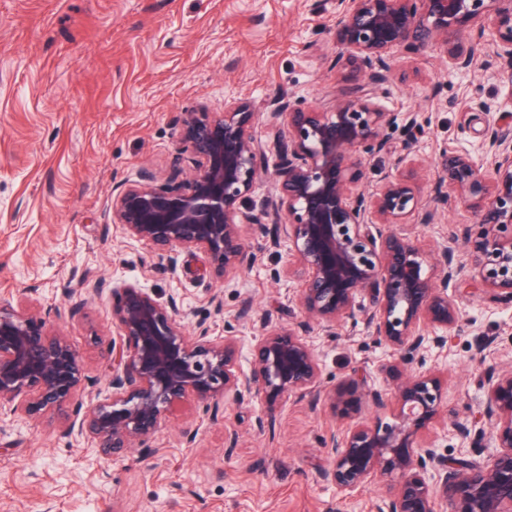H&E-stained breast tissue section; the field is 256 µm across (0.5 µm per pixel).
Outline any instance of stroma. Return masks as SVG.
I'll list each match as a JSON object with an SVG mask.
<instances>
[{
  "mask_svg": "<svg viewBox=\"0 0 512 512\" xmlns=\"http://www.w3.org/2000/svg\"><path fill=\"white\" fill-rule=\"evenodd\" d=\"M335 0H0V300L39 308L50 330L67 336L95 386L83 402L109 394L114 295L62 285L89 270L113 287L134 284L175 297L187 329L207 320L213 335L238 336L249 349L263 331L305 326L316 349L322 388L354 379L393 392L408 373L435 374L443 384L442 419L424 445L454 458L469 444L457 423L477 418L490 371L512 369V300L467 282L453 299L460 322L444 345L426 343L413 368L373 336L362 315L331 331L305 325L300 273H288L287 246L269 248L264 225L244 224L246 245L261 262L231 282L217 279L206 256L179 250L176 263L112 222V191L137 181L141 168L166 180L184 150L182 112L223 111L247 104L258 135L271 118L268 101L288 95L293 107L320 109L344 86L336 67ZM476 65L454 68L445 46L414 44L394 52L374 100L414 127L397 125L390 147L362 152L359 190L374 193L399 158L415 167L416 194L429 223L417 216L399 229L437 249L452 224L475 221L456 198L435 200L443 150L485 156L484 133L512 120V69L491 56L493 29L472 24ZM220 306H213L212 298ZM251 301L252 321L239 317ZM347 415L326 401L285 394L219 403L217 417L195 397L177 403L161 428L124 457L96 453L80 432L65 433L47 413L0 418V512H376L382 484L345 493L325 474L335 449L325 440L359 424L393 418L395 400L375 409L353 393ZM271 417L272 427L256 421ZM237 433L229 443L226 428Z\"/></svg>",
  "mask_w": 512,
  "mask_h": 512,
  "instance_id": "1",
  "label": "stroma"
}]
</instances>
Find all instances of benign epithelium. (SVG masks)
Instances as JSON below:
<instances>
[{
    "label": "benign epithelium",
    "mask_w": 512,
    "mask_h": 512,
    "mask_svg": "<svg viewBox=\"0 0 512 512\" xmlns=\"http://www.w3.org/2000/svg\"><path fill=\"white\" fill-rule=\"evenodd\" d=\"M336 14V65L348 69L344 97L326 111L274 99L272 115L288 117L287 134L270 142L256 134V114L245 104L181 113L180 138L189 156L177 158L163 184L145 169L138 181L118 185L112 223L168 256L178 248L203 252L214 275L226 281L260 260L239 225H269L276 244L284 231L304 273L299 305L308 321L333 328L367 295L372 308L362 313L368 327L410 366L428 340L426 327L458 322L448 289L478 277L487 289L512 297V234H501L512 227V125L487 129L484 165L463 152L440 154V182L473 209L476 225H450L448 242L427 252L388 228L418 211L409 179L389 175L373 194L355 188L357 152L386 149L397 123L359 76L380 84L391 53L430 41L446 46L454 67L469 70L475 53L467 27L475 20L495 30L492 56L510 64L512 0H336ZM271 151L274 194L256 209L248 202ZM460 243L472 256L468 265L458 258ZM87 286L101 292L109 284L82 272L63 292L71 297ZM118 294L112 324L125 342L112 344L110 394L87 406L75 396L93 380L66 336L47 330L37 313L0 301L1 415L51 412L64 421L79 415V427L69 429L96 439L98 452L112 457L153 436L172 405L189 395L207 410L218 409L228 394L240 404L263 393L323 398L334 409L343 404L341 392L322 390L319 356L296 330L264 331L251 349L247 375L237 338L210 335L203 319L196 334L187 335L175 298L161 301L132 284ZM441 390L433 376L402 379L394 388L393 422L330 436L336 460L326 478L351 492L397 476L378 512H512V370L486 379L483 419L495 448L483 459H448L420 445L422 429L442 417ZM457 430L473 453L481 452L483 428L460 424Z\"/></svg>",
    "instance_id": "obj_1"
}]
</instances>
